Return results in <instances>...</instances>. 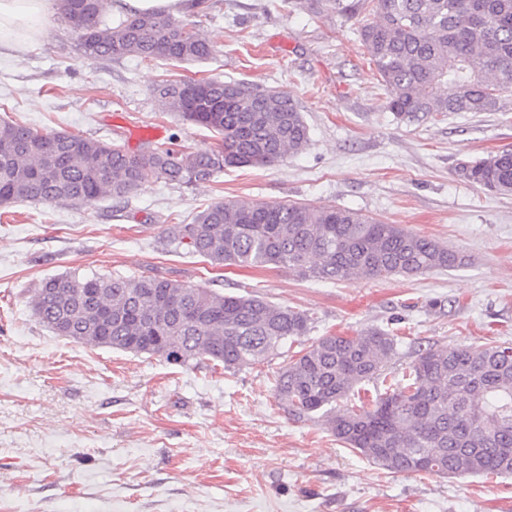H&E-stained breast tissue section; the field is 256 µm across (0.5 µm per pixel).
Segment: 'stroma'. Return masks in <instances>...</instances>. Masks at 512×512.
Segmentation results:
<instances>
[{
  "label": "stroma",
  "instance_id": "1",
  "mask_svg": "<svg viewBox=\"0 0 512 512\" xmlns=\"http://www.w3.org/2000/svg\"><path fill=\"white\" fill-rule=\"evenodd\" d=\"M373 8L313 13L309 0H203L187 15L205 61L86 58L60 15L51 39L0 51V118L135 153L161 129L189 150L209 130L159 112L165 79L214 78L293 99L301 153L212 181L146 184L127 201L0 210V512H512V477L394 474L298 421L272 394L290 352L380 327L398 373L430 347L512 344V194L472 185L461 162L512 149V90L494 112L398 119L359 36ZM221 198L335 205L458 251L412 278L304 280L287 268L212 267L170 229ZM162 276L305 311L307 335L263 363L184 366L56 335L31 299L46 278Z\"/></svg>",
  "mask_w": 512,
  "mask_h": 512
}]
</instances>
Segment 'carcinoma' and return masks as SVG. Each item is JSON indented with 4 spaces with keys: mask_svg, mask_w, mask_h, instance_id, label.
Instances as JSON below:
<instances>
[{
    "mask_svg": "<svg viewBox=\"0 0 512 512\" xmlns=\"http://www.w3.org/2000/svg\"><path fill=\"white\" fill-rule=\"evenodd\" d=\"M345 14L360 0H312ZM90 59L177 63L206 59L213 46L198 29L162 13L116 22L110 0H58ZM379 20L359 30L402 120L433 113L494 112L512 89V0H377ZM158 108L209 130L215 142L189 151L174 141L137 153L67 131L0 121V206L22 201L91 204L125 199L152 180L192 186L229 167L267 166L303 151L309 128L298 106L273 89L218 79L162 81ZM473 185L512 193V150L460 167ZM178 245L213 267H286L299 277H414L453 269L463 257L397 224L349 209L300 203L217 201L189 224ZM97 293L86 297L84 289ZM33 309L59 336L186 365L226 369L267 360L309 331L302 311L256 296L221 294L164 277L122 274L43 280ZM396 338L380 328L320 336L278 371L277 404L321 422L336 440L392 473L450 477L512 475V356L505 345L430 347L371 400L355 388L383 374Z\"/></svg>",
    "mask_w": 512,
    "mask_h": 512,
    "instance_id": "obj_1",
    "label": "carcinoma"
}]
</instances>
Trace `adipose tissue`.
<instances>
[{"mask_svg":"<svg viewBox=\"0 0 512 512\" xmlns=\"http://www.w3.org/2000/svg\"><path fill=\"white\" fill-rule=\"evenodd\" d=\"M54 0H0V46L24 50L50 33Z\"/></svg>","mask_w":512,"mask_h":512,"instance_id":"1","label":"adipose tissue"}]
</instances>
